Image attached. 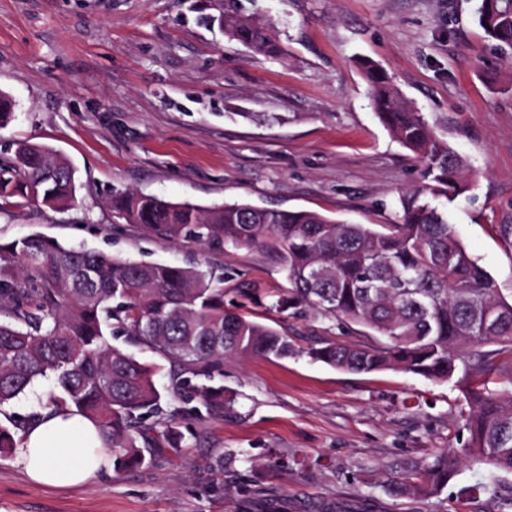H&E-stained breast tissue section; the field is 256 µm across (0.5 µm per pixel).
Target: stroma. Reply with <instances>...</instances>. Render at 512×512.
Here are the masks:
<instances>
[{
  "mask_svg": "<svg viewBox=\"0 0 512 512\" xmlns=\"http://www.w3.org/2000/svg\"><path fill=\"white\" fill-rule=\"evenodd\" d=\"M478 0H0V92L15 117L0 158L21 142L70 159L76 205L0 214V242L29 234L115 258L197 266L224 298L287 335L288 359L228 358L221 419H186L182 447L71 490L31 482L0 455V512H512V474L471 464L441 493L404 479L460 447L472 401L456 383L396 370L352 374L308 358L368 329L250 305L244 288L286 281L260 248L212 251L126 223L113 196L202 206L243 201L392 224L421 183L410 152L370 104L357 65L377 62L401 95L464 156L474 191L448 205L469 254L512 296V50L478 26ZM269 25L279 56L251 51L216 18ZM52 379L0 415L21 435ZM224 456L223 474L212 470Z\"/></svg>",
  "mask_w": 512,
  "mask_h": 512,
  "instance_id": "obj_1",
  "label": "stroma"
}]
</instances>
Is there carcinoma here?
I'll list each match as a JSON object with an SVG mask.
<instances>
[{
    "instance_id": "obj_1",
    "label": "carcinoma",
    "mask_w": 512,
    "mask_h": 512,
    "mask_svg": "<svg viewBox=\"0 0 512 512\" xmlns=\"http://www.w3.org/2000/svg\"><path fill=\"white\" fill-rule=\"evenodd\" d=\"M476 15L492 40L512 48V0H480ZM220 22L247 48L280 52L269 26L242 14ZM358 65L377 118L421 168L422 185L401 200L397 223L375 228L310 210L238 201L204 208L138 193L112 197V210L150 233L204 248L267 249L288 283L272 308L359 324L375 336L369 345L324 341L306 351L315 361L433 382L462 371L458 382L476 405L469 438L409 479L414 491L441 492L465 462L512 474V396L504 401L472 387L493 367L512 384V300L472 259L439 206L472 189L467 164L380 66L367 59ZM76 192L75 170L49 147L19 143L13 157L0 159V212L31 201L68 207ZM112 336L168 362L169 393L197 405L170 408L156 384L164 365L138 360L111 344ZM488 345L497 349L480 350ZM297 354L288 336L224 306V277L211 271L116 259L37 234L0 244V409L53 377L56 391L43 409L94 422L116 471L142 464L145 448L180 444V420L224 418L234 404L224 393L225 358Z\"/></svg>"
}]
</instances>
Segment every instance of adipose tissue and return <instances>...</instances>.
I'll use <instances>...</instances> for the list:
<instances>
[{"label": "adipose tissue", "mask_w": 512, "mask_h": 512, "mask_svg": "<svg viewBox=\"0 0 512 512\" xmlns=\"http://www.w3.org/2000/svg\"><path fill=\"white\" fill-rule=\"evenodd\" d=\"M27 477L42 486L71 488L112 465L98 429L78 414L44 416L23 434L17 459Z\"/></svg>", "instance_id": "adipose-tissue-1"}]
</instances>
